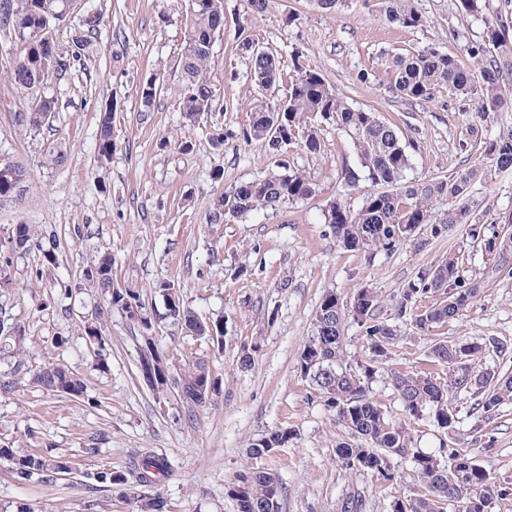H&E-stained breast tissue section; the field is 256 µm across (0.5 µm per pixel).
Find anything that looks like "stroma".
<instances>
[{"instance_id":"obj_1","label":"stroma","mask_w":512,"mask_h":512,"mask_svg":"<svg viewBox=\"0 0 512 512\" xmlns=\"http://www.w3.org/2000/svg\"><path fill=\"white\" fill-rule=\"evenodd\" d=\"M424 23L408 30L388 22L379 0H348L326 11L315 0H267L252 12L248 0H224V33L213 48L209 81L215 111L187 125L179 108L176 61L184 44L187 0H75L70 17L55 28L66 44L82 33L78 19L95 12L100 24L95 52L44 93L56 110L39 127L21 122V94L6 80L14 53L0 34V163L23 165L29 175L19 199L0 201V325L19 337L0 335V448L15 455H62L68 473L50 483H18L0 461V512H135L144 491L136 484L92 487L91 473L125 470L142 450L162 454L168 478L159 491L168 512H235L227 494L236 474L255 467L275 473L283 488L282 512H338L342 498L360 492L370 512H389L397 497L424 494L412 463H399L393 480L371 471H346L336 445L348 432L336 424L309 382L299 355L311 334L324 295L350 297L360 286L383 299L399 295L419 270L449 250L460 252L465 276H482L489 263L464 226L425 249L411 246L375 259L338 245L323 209L342 200L357 208L370 182L345 191L343 168L358 167L350 139L335 126L321 130V151L299 143L275 152L243 137L258 102L274 104L305 69L318 71L355 107L367 108L410 140L408 180L444 178L483 163L478 142L512 129V110L480 121L477 101L436 89L427 101L405 100L378 64L384 51L424 48L454 52L470 64V44L483 24L465 15L459 0H413ZM270 49L280 61L277 87L259 93L242 38ZM160 77L164 89L143 108L139 87ZM113 105L114 146L98 159L100 109ZM223 133V145L213 137ZM302 172L314 197L274 210L214 220L217 198L236 185L278 169ZM472 196L486 212L488 233L511 235L512 170L476 181ZM30 229L34 245L17 252L16 225ZM112 256L114 287L136 294L145 314L162 312L161 285L177 288L199 318L224 323L223 344L164 326L157 350L172 375L201 362L222 380L204 404L179 390L155 395L139 376L138 323L111 305L85 273L101 253ZM99 326L108 366L95 365L84 333ZM451 340L496 339L512 347V279H494L485 297L439 329ZM430 337L410 336L391 349L389 366L403 373L429 367ZM256 347L250 368H240L242 347ZM24 361L16 370V361ZM62 366L84 378L88 390L75 398L40 387L42 368ZM459 422L443 433L429 420L408 427L413 447L430 453L447 445L469 454L492 475L497 492L491 512H512V405L492 417L469 412L457 399ZM274 428L292 441L261 459L248 446Z\"/></svg>"}]
</instances>
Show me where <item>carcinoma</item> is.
I'll use <instances>...</instances> for the list:
<instances>
[{
    "label": "carcinoma",
    "mask_w": 512,
    "mask_h": 512,
    "mask_svg": "<svg viewBox=\"0 0 512 512\" xmlns=\"http://www.w3.org/2000/svg\"><path fill=\"white\" fill-rule=\"evenodd\" d=\"M461 9L484 24L482 39L468 47L472 64L465 67L452 51L426 48L410 54H380L384 73L396 94L408 100H426L433 91L447 86L456 93L477 100V117L485 121L491 115L512 108V21L503 16H488L487 0H459ZM72 0H0V30L20 48L6 71L8 81L27 92L48 84L62 75L71 64L86 59L93 42L80 36L68 45L53 39L51 30L70 12ZM386 20L400 27L422 26L423 18L412 0H380ZM185 44L178 60L181 75L179 105L185 119L193 123L214 110V95L207 74L213 60L215 42L224 34L223 0H188ZM240 49L249 56L251 72L259 90L268 92L277 86L281 72L275 55L243 39ZM162 85L152 79L140 88L143 107L150 108ZM56 111L52 97L41 96L31 102L25 115L28 125L38 127ZM112 105L100 109L99 155L112 154ZM328 123L351 139L359 168H345L341 173L344 187L358 189L368 180L383 191L364 196L361 205L351 209L336 200L323 211L324 223L330 225L337 243L345 250L372 257L380 251L393 252L405 245L424 248L433 239L443 238L458 224L467 226V236L479 243L490 257L487 277L511 279L512 255L505 239L485 234L484 212L471 196L472 183L489 175L490 170L472 166L445 178L423 182L405 180L409 166L402 132L383 121L378 113L349 105L331 88L323 76L312 69L301 72L292 83L280 108L259 106L253 110L249 127L243 132L247 141L266 143L279 150L280 143L302 137L301 147L310 154L321 150V125ZM482 153L498 171L512 169V133H501L481 141ZM29 179L27 170L11 164L0 173V200L18 198L17 186ZM315 189L307 177L286 166L282 170L245 182L214 205L217 220L239 218L258 209H274L286 202L312 197ZM448 208L435 212V205ZM103 276L93 279L109 296L112 305L124 309L141 327L142 351L151 353L154 381L158 395L172 386L166 361L155 350V327L168 321L197 334L207 336L219 324L201 321L181 300L173 288H162L165 312L150 318L141 313L136 297L112 287V259L101 255L95 263ZM484 280L467 278L460 269L459 253L448 252L434 265L418 272L403 285L396 301L395 315L381 314L382 300L373 289H355L348 300L327 292L313 317V330L299 356L301 374L324 405L333 412L336 423L345 427L353 441L336 445V456L351 472L372 471L386 480L394 478L395 467L411 460L427 488L416 498H397L391 512H444L452 503L462 512H486L484 498L476 490L490 494L491 476L471 457L453 448L443 447L436 454H425L410 447L408 432L369 390L387 362L390 345L398 337L400 324L406 323L411 334L425 335L436 327L459 317L484 294ZM354 322L362 330L368 360L352 367L346 360L343 344L345 330ZM506 356L505 346L496 340L448 341L433 339L432 363L442 366L446 376L430 372L420 374L391 371L389 383L398 396L403 414L413 420L428 418L444 430L457 423L458 410L453 403L466 393L471 408L486 416L512 403V375L498 370H473L488 353ZM209 370L203 365L188 369L180 381L183 397L197 402V388ZM35 382L46 390L80 397L86 384L77 374L63 368H45L35 375ZM291 439L290 431L275 429L249 445L254 459L268 455ZM0 459L12 465L20 483L34 479L49 481L68 470L63 456L27 455L17 457L10 448H0ZM167 460L152 452L135 455L124 471H98L90 478L106 487L133 482L151 489L169 475ZM237 512H281L282 486L278 477L263 468H252L236 475L231 490ZM365 498L349 495L338 504V512H364ZM142 512H166V501L156 493L140 500Z\"/></svg>",
    "instance_id": "carcinoma-1"
}]
</instances>
